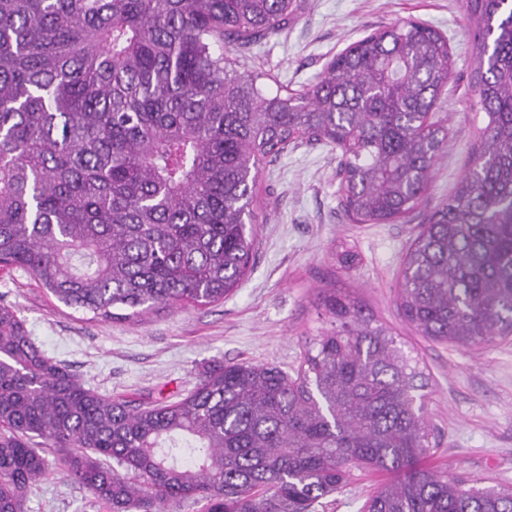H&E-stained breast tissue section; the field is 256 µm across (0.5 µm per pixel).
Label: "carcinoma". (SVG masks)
Returning a JSON list of instances; mask_svg holds the SVG:
<instances>
[{
  "instance_id": "cac0c4a2",
  "label": "carcinoma",
  "mask_w": 512,
  "mask_h": 512,
  "mask_svg": "<svg viewBox=\"0 0 512 512\" xmlns=\"http://www.w3.org/2000/svg\"><path fill=\"white\" fill-rule=\"evenodd\" d=\"M300 0H0V266L31 273L95 320L224 300L255 251L259 165L292 142L341 150L358 224L414 212L448 144L433 112L448 40L404 20L334 57L306 88L268 94L224 45L281 31ZM486 116L442 209L403 265V318L459 349L512 337V0H466ZM297 378L252 363L205 370L181 399H107L0 306V512H22L55 448L110 512H313L351 470L388 475L365 512H512V491L422 465L431 430L418 365L353 296Z\"/></svg>"
}]
</instances>
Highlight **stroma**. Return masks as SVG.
I'll use <instances>...</instances> for the list:
<instances>
[{
    "mask_svg": "<svg viewBox=\"0 0 512 512\" xmlns=\"http://www.w3.org/2000/svg\"><path fill=\"white\" fill-rule=\"evenodd\" d=\"M299 17L249 50H232L240 71L260 72L267 91L311 84L329 60L380 26L425 22L448 39L453 75L434 113L448 121V146L421 206L394 224H355L340 204L338 151L289 145L257 180L255 255L237 291L204 306L165 309L142 320L101 322L65 306L30 273L0 270V304L14 306L35 343L98 394L131 406L184 397L208 367L252 362L295 373L306 341L329 328L323 291L353 292L419 362L426 419L437 446L426 464L512 490V339L459 350L422 336L402 317V260L420 225L447 202L469 168L485 116L475 107L464 0H302ZM358 253L341 263L343 247ZM44 477L23 512H106L45 450ZM383 474L354 471L323 512H363Z\"/></svg>",
    "mask_w": 512,
    "mask_h": 512,
    "instance_id": "35a3bbf8",
    "label": "stroma"
}]
</instances>
